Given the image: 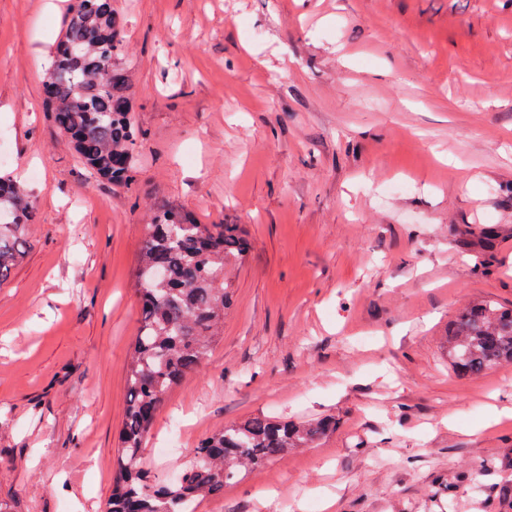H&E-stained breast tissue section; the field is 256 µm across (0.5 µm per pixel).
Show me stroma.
Returning a JSON list of instances; mask_svg holds the SVG:
<instances>
[{"mask_svg": "<svg viewBox=\"0 0 512 512\" xmlns=\"http://www.w3.org/2000/svg\"><path fill=\"white\" fill-rule=\"evenodd\" d=\"M68 5L0 0V146L39 169L0 283V504L104 512L136 256L171 201L253 247L146 466L250 415L338 419L196 512H512V365L460 377L440 350L469 302L512 304V0H116L147 133L129 191L41 108Z\"/></svg>", "mask_w": 512, "mask_h": 512, "instance_id": "stroma-1", "label": "stroma"}]
</instances>
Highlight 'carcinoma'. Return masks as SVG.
Returning a JSON list of instances; mask_svg holds the SVG:
<instances>
[{"instance_id":"cac0c4a2","label":"carcinoma","mask_w":512,"mask_h":512,"mask_svg":"<svg viewBox=\"0 0 512 512\" xmlns=\"http://www.w3.org/2000/svg\"><path fill=\"white\" fill-rule=\"evenodd\" d=\"M127 17L114 0H72L65 30L49 48L43 84L47 117L90 178L128 189L138 170L143 131L125 65ZM34 220L28 184L0 173V282L24 252ZM250 241L238 224H204L174 204L150 209L135 285L140 319L126 369V401L106 512H195L224 485L276 455L312 448L336 430V418L291 420L265 414L202 437L193 458L169 479L143 465L146 438L170 391L207 357L224 330L229 295L224 270ZM444 348L452 369L479 376L512 364V308L493 301L464 307L448 326Z\"/></svg>"}]
</instances>
